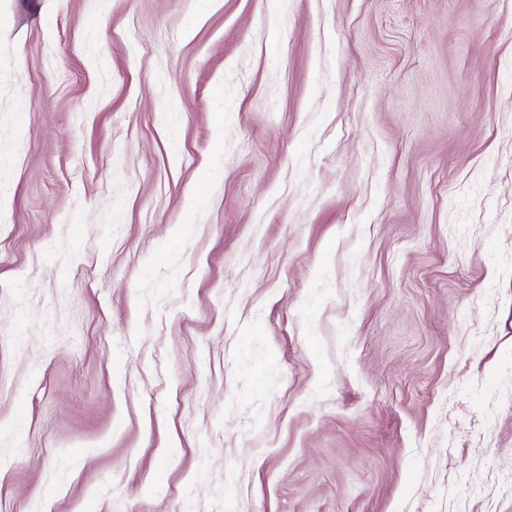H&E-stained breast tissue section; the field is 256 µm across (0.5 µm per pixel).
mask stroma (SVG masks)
I'll return each instance as SVG.
<instances>
[{
	"label": "stroma",
	"instance_id": "1",
	"mask_svg": "<svg viewBox=\"0 0 512 512\" xmlns=\"http://www.w3.org/2000/svg\"><path fill=\"white\" fill-rule=\"evenodd\" d=\"M510 482L512 0H0V499Z\"/></svg>",
	"mask_w": 512,
	"mask_h": 512
}]
</instances>
